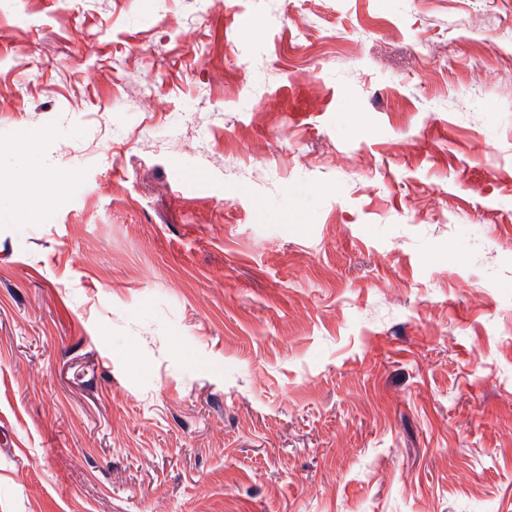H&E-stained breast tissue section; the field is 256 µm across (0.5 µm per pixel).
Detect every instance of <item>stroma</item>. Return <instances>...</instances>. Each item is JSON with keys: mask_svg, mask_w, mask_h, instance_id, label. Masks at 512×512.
<instances>
[{"mask_svg": "<svg viewBox=\"0 0 512 512\" xmlns=\"http://www.w3.org/2000/svg\"><path fill=\"white\" fill-rule=\"evenodd\" d=\"M0 512H512V0H0Z\"/></svg>", "mask_w": 512, "mask_h": 512, "instance_id": "35a3bbf8", "label": "stroma"}]
</instances>
